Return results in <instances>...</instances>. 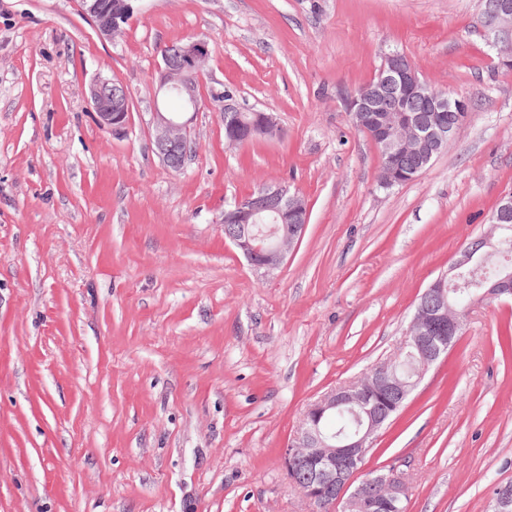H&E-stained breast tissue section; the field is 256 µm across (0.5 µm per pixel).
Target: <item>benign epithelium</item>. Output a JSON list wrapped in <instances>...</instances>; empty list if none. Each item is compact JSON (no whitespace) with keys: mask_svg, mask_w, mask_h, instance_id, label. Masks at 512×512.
I'll list each match as a JSON object with an SVG mask.
<instances>
[{"mask_svg":"<svg viewBox=\"0 0 512 512\" xmlns=\"http://www.w3.org/2000/svg\"><path fill=\"white\" fill-rule=\"evenodd\" d=\"M85 14L99 35L112 39L119 35L121 21L134 12L133 0H82ZM482 32L496 51L499 65L512 69V0H497L488 13L481 17ZM208 55V46L202 39H188L170 45L155 73L156 98L163 101L178 97L183 102L179 112H168L155 104L153 112L155 152L162 163L173 170H182L192 146L190 124L192 115L199 111V76L201 63ZM392 84L399 98L407 95H424L426 81L419 76V69L410 60L395 53L384 56L377 80L371 81L360 91L346 98L348 116L353 124L370 135L373 142L384 147L391 156V167L380 174V183L392 187L399 183L402 151L406 142L394 135V127L404 123L409 136L418 142L417 151L428 161L445 149L460 126L469 117V103L464 99L438 95L431 98L429 111L453 112L449 124L435 118L419 119L406 115L404 104H392L385 92ZM90 103L96 112L99 125L114 130L128 123V92L123 84L98 78L89 87ZM225 117L241 120L252 114L255 132L267 135L278 129L273 115L256 111L237 103L233 98L224 99ZM273 214L283 221L288 234V245L298 242L309 221L306 202L288 193L281 185H266L253 197L236 202L227 212L237 229L230 241L256 268L271 272L283 262L286 251L266 243L253 231V224L264 215ZM512 240V192L499 200L491 220L489 232L474 238L460 253L448 273L436 279L422 294L400 352L414 349L420 353V365L415 378L405 389L391 381L387 375H378L375 387L360 388L350 380L331 389L313 401L306 409L295 435L284 452L285 467L310 460L315 472L304 483L291 479L293 488L310 504L327 499L340 512H391L392 504L407 497L408 486L403 474L391 469L388 478L364 479L356 484L363 463L372 450L373 438L383 427L385 416L382 405H398L410 395L437 359L448 351V345L463 324L457 313L448 305V287L465 271L475 276L486 263L500 253ZM484 292L478 299L512 298V267L503 266L491 279H481ZM347 407L355 415L360 429L334 446L319 427L320 418L327 412ZM492 512H512V487L498 489Z\"/></svg>","mask_w":512,"mask_h":512,"instance_id":"1","label":"benign epithelium"}]
</instances>
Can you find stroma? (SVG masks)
<instances>
[{
    "mask_svg": "<svg viewBox=\"0 0 512 512\" xmlns=\"http://www.w3.org/2000/svg\"><path fill=\"white\" fill-rule=\"evenodd\" d=\"M100 38L82 0H0V512H312L284 451L308 405L392 357L421 293L512 191V70L478 0H136ZM208 45L195 151L153 150L162 49ZM470 105L413 181L344 98L384 55ZM119 80L121 132L86 91ZM279 137L224 144L222 102ZM269 184L309 205L271 275L224 238L225 207ZM512 300L465 327L375 438L407 512H491L512 482ZM217 99L224 100V111H222V113L226 112V119L234 117L235 121H238L242 120L243 117L248 116L249 114L254 115L255 119L252 122V127L255 129L257 134L267 135L279 129L275 118L269 113L256 111L242 106L233 100V97L224 98V93Z\"/></svg>",
    "mask_w": 512,
    "mask_h": 512,
    "instance_id": "35a3bbf8",
    "label": "stroma"
}]
</instances>
